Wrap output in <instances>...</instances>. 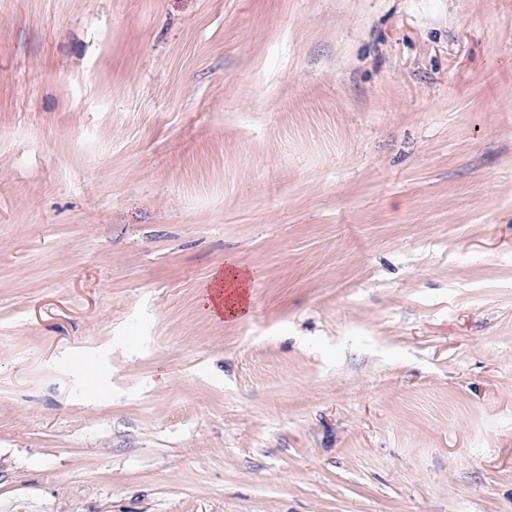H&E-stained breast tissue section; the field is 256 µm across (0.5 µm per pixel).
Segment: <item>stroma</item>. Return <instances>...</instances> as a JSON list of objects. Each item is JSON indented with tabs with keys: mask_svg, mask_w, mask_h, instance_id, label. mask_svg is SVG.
Listing matches in <instances>:
<instances>
[{
	"mask_svg": "<svg viewBox=\"0 0 512 512\" xmlns=\"http://www.w3.org/2000/svg\"><path fill=\"white\" fill-rule=\"evenodd\" d=\"M0 512H512V0H0ZM247 280L248 274L230 262L224 264L223 269H218L213 273L206 287L213 288L212 295L209 296L206 292L205 298L215 315L222 316L226 313L227 318L235 319L247 312L244 289Z\"/></svg>",
	"mask_w": 512,
	"mask_h": 512,
	"instance_id": "stroma-1",
	"label": "stroma"
}]
</instances>
